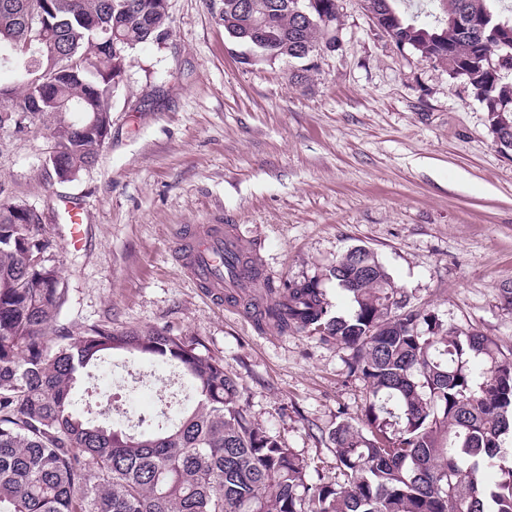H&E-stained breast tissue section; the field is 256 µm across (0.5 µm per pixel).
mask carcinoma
I'll use <instances>...</instances> for the list:
<instances>
[{
    "mask_svg": "<svg viewBox=\"0 0 512 512\" xmlns=\"http://www.w3.org/2000/svg\"><path fill=\"white\" fill-rule=\"evenodd\" d=\"M502 2L366 5L396 44L465 79L512 150V9ZM222 20L253 60L301 61L303 80L336 44L339 14L337 0H224ZM168 32V0H0V67L19 77L0 85V129L11 109L46 122V166L73 180L110 134L132 51ZM65 109L81 118L60 119ZM41 224L35 209L0 203V512H512V356L407 308L368 250L329 270L354 302L346 316L315 278L274 287L258 266L249 284L266 288L250 303L259 328L344 344L349 373L366 386L360 424L344 418L333 432L348 482L329 485L310 482L308 461L250 419L243 389L200 343L105 325L57 332L66 291ZM115 352L177 367L196 405L145 419L136 434L80 411V381ZM488 469L497 483L485 481Z\"/></svg>",
    "mask_w": 512,
    "mask_h": 512,
    "instance_id": "cac0c4a2",
    "label": "carcinoma"
}]
</instances>
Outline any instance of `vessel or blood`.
Wrapping results in <instances>:
<instances>
[{
    "mask_svg": "<svg viewBox=\"0 0 512 512\" xmlns=\"http://www.w3.org/2000/svg\"><path fill=\"white\" fill-rule=\"evenodd\" d=\"M174 254L195 287L217 305L240 296L253 267L233 225L212 224L204 231L187 226L179 233Z\"/></svg>",
    "mask_w": 512,
    "mask_h": 512,
    "instance_id": "vessel-or-blood-1",
    "label": "vessel or blood"
}]
</instances>
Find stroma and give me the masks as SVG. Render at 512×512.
Segmentation results:
<instances>
[{"label": "stroma", "instance_id": "obj_1", "mask_svg": "<svg viewBox=\"0 0 512 512\" xmlns=\"http://www.w3.org/2000/svg\"><path fill=\"white\" fill-rule=\"evenodd\" d=\"M221 0H168L169 36L138 47L112 100L111 134L72 181L49 176L50 132L0 129V200L37 209L67 300L61 332L92 324L158 329L202 343L245 388L250 418L303 455L314 482L341 483L332 432L357 417L364 384L349 352L308 332L259 329L207 300L176 263L186 224H230L273 283L321 280L347 248L384 264L411 307L512 352V151L501 149L474 89L397 45L363 0H338L335 50L297 83L300 63H243ZM82 209L74 248L57 203ZM126 355L84 382L92 405L156 415L129 391Z\"/></svg>", "mask_w": 512, "mask_h": 512}]
</instances>
